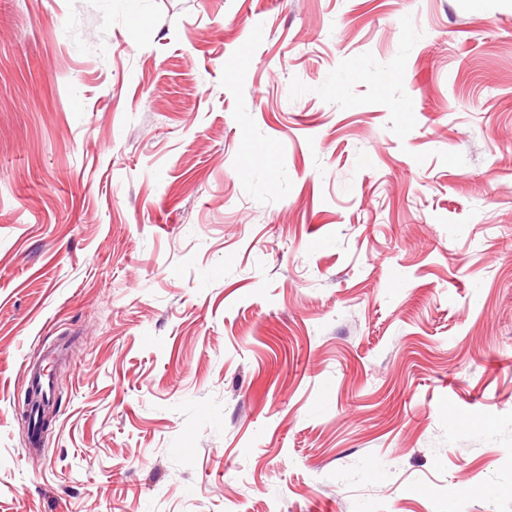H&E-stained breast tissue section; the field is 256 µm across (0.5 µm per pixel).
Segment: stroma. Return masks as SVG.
Segmentation results:
<instances>
[{"label": "stroma", "instance_id": "obj_1", "mask_svg": "<svg viewBox=\"0 0 512 512\" xmlns=\"http://www.w3.org/2000/svg\"><path fill=\"white\" fill-rule=\"evenodd\" d=\"M0 512H512V0H0ZM48 367L36 369L26 363L23 368L22 380L27 383V392L30 395L31 409L30 413L33 423L36 425L39 421L40 407L44 404L53 405L55 393V382L57 379L52 377Z\"/></svg>", "mask_w": 512, "mask_h": 512}]
</instances>
